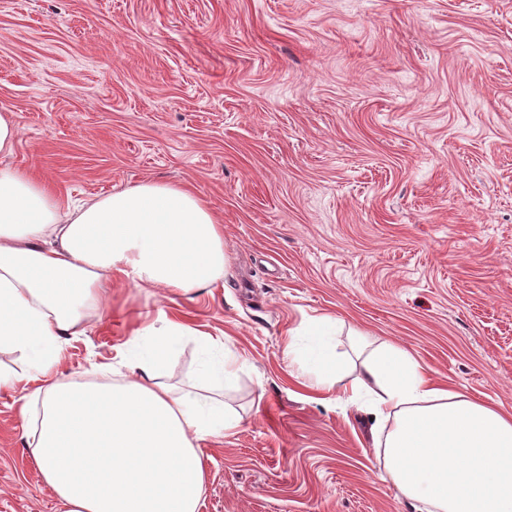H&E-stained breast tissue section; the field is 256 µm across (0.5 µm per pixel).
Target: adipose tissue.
<instances>
[{
	"mask_svg": "<svg viewBox=\"0 0 512 512\" xmlns=\"http://www.w3.org/2000/svg\"><path fill=\"white\" fill-rule=\"evenodd\" d=\"M226 272L223 226L180 185L148 181L73 208L27 171L0 167V350L18 361L0 370V385L36 384L17 407L24 418L42 408L32 457L61 512H198V443L242 421L227 401L243 370L237 352L162 314L123 347L119 379L71 384L60 368L70 338L106 309L113 280L189 296ZM338 324L324 315L290 329L285 351L299 354L307 389L370 416L387 477L413 512H512V413L437 381L387 342L338 389ZM187 344L188 379L161 382Z\"/></svg>",
	"mask_w": 512,
	"mask_h": 512,
	"instance_id": "adipose-tissue-1",
	"label": "adipose tissue"
}]
</instances>
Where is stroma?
Listing matches in <instances>:
<instances>
[{"label":"stroma","mask_w":512,"mask_h":512,"mask_svg":"<svg viewBox=\"0 0 512 512\" xmlns=\"http://www.w3.org/2000/svg\"><path fill=\"white\" fill-rule=\"evenodd\" d=\"M0 110L61 202L170 181L224 226L223 287L113 289L62 364L91 379L161 310L227 337L243 422L201 444L199 512H413L369 417L290 376L315 316L512 412V0H0ZM23 393L0 512H58Z\"/></svg>","instance_id":"stroma-1"}]
</instances>
